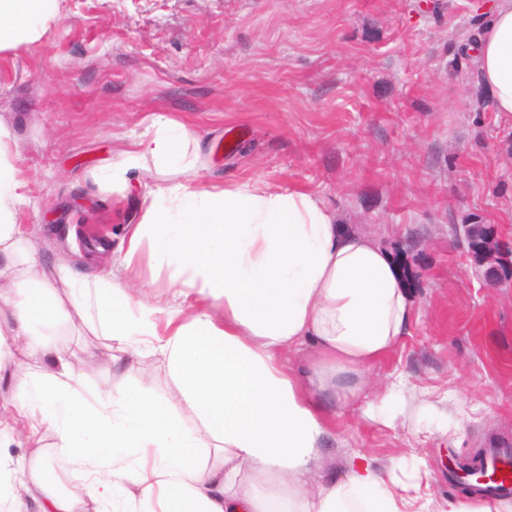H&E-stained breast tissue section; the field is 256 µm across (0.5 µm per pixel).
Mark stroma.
<instances>
[{
	"label": "stroma",
	"mask_w": 512,
	"mask_h": 512,
	"mask_svg": "<svg viewBox=\"0 0 512 512\" xmlns=\"http://www.w3.org/2000/svg\"><path fill=\"white\" fill-rule=\"evenodd\" d=\"M492 0H63L40 44L0 54V124L29 183L20 221L44 269L109 270L149 188L122 193L95 172L150 138L154 116L187 125L200 160L188 178L292 185L338 224L386 245L414 298L409 332L373 368L375 386L330 422L324 467L363 454L418 512L476 504L450 465L512 443V127L461 50ZM478 222L505 266L487 289L454 228ZM68 342L86 393L111 388L108 340ZM48 358L18 349L0 365V412L14 432L0 458L34 455L83 482L54 436L31 439L14 392Z\"/></svg>",
	"instance_id": "obj_1"
}]
</instances>
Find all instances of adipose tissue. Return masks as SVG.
<instances>
[{"mask_svg":"<svg viewBox=\"0 0 512 512\" xmlns=\"http://www.w3.org/2000/svg\"><path fill=\"white\" fill-rule=\"evenodd\" d=\"M62 0H0V52L37 45ZM479 86L512 122V0H494L473 50ZM155 132L101 167L99 184L127 186L133 170L196 168L191 133L158 116ZM0 124V361L13 347L50 358L13 404L47 426L81 470L85 499L63 493L33 458L20 479L0 461V512H405L387 472L366 456L344 472L322 461L334 403L350 405L340 375L363 376L407 334L414 311L401 266L375 239L342 231L333 211L292 186L184 182L147 192L120 274L44 271L18 220L28 186ZM180 287L187 316L133 301L131 283ZM112 344L116 376L161 356L174 399L146 382L87 401L57 328L73 316ZM291 352L300 365L283 364ZM198 421L196 430L184 419ZM219 461L201 470L204 449Z\"/></svg>","mask_w":512,"mask_h":512,"instance_id":"adipose-tissue-1","label":"adipose tissue"}]
</instances>
